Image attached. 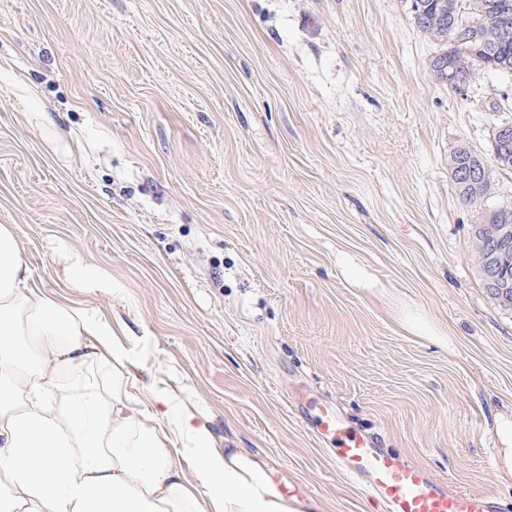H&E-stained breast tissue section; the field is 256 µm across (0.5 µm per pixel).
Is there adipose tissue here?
I'll use <instances>...</instances> for the list:
<instances>
[{
  "label": "adipose tissue",
  "mask_w": 512,
  "mask_h": 512,
  "mask_svg": "<svg viewBox=\"0 0 512 512\" xmlns=\"http://www.w3.org/2000/svg\"><path fill=\"white\" fill-rule=\"evenodd\" d=\"M58 257L64 287L111 290L78 253ZM128 361L96 308L34 283L0 224V512H316L285 495L265 461L216 448L171 379L153 382V406L137 414Z\"/></svg>",
  "instance_id": "obj_1"
}]
</instances>
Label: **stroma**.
<instances>
[{"label": "stroma", "instance_id": "obj_1", "mask_svg": "<svg viewBox=\"0 0 512 512\" xmlns=\"http://www.w3.org/2000/svg\"><path fill=\"white\" fill-rule=\"evenodd\" d=\"M437 51L411 0H0V224L33 280L59 292L62 245L111 277L70 297L128 344L134 408L175 378L320 512H383L327 409L512 512V310L448 169L491 158L512 79L448 88Z\"/></svg>", "mask_w": 512, "mask_h": 512}]
</instances>
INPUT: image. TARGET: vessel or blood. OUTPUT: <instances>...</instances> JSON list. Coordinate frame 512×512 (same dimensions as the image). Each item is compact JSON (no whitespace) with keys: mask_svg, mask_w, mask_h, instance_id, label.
Listing matches in <instances>:
<instances>
[{"mask_svg":"<svg viewBox=\"0 0 512 512\" xmlns=\"http://www.w3.org/2000/svg\"><path fill=\"white\" fill-rule=\"evenodd\" d=\"M320 432L335 447L340 468L356 477L370 475V489L386 512H499L492 497L449 490L420 466L350 431L332 413L322 414Z\"/></svg>","mask_w":512,"mask_h":512,"instance_id":"obj_1","label":"vessel or blood"}]
</instances>
